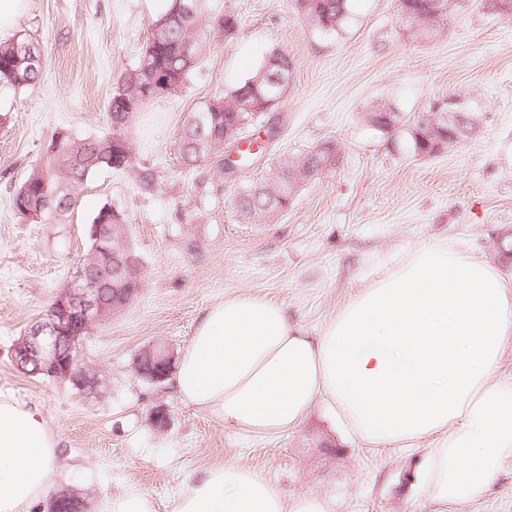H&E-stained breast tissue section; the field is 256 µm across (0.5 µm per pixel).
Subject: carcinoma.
I'll list each match as a JSON object with an SVG mask.
<instances>
[{"mask_svg": "<svg viewBox=\"0 0 512 512\" xmlns=\"http://www.w3.org/2000/svg\"><path fill=\"white\" fill-rule=\"evenodd\" d=\"M212 0H185L183 13L174 14L175 0H169L162 16L169 23L160 28L150 24L137 66L115 88L108 105L110 132L103 136L77 138L70 134L62 142L50 140L43 156L31 168L11 198V208L22 223L30 222L28 212L43 209V222H62L67 217L60 201L77 203V190L99 169L111 167L112 137H128L132 122L154 102L142 87L155 76L169 79L173 91L185 86L190 73L207 50L214 34L233 33L238 15L213 13ZM294 9L307 23L319 29L338 31L349 16L350 0H292ZM450 0H398L404 22L417 33L427 35L448 16ZM292 61L288 55L273 51L256 72L227 93L217 104L205 103L185 119L179 151L187 165L208 163L224 155L230 141L224 131L236 125L249 126L257 104L269 111L279 101L290 80ZM42 57L30 40L22 37L0 42V85L14 91L33 88L40 83ZM436 108L419 116L412 127L414 151L432 155V146L441 139L445 144L458 143L474 129L476 118L470 113L454 111L447 118L436 117ZM371 127L392 133L404 118L387 104L372 106L363 114ZM336 145L324 143L306 156L281 163L278 177L271 183L244 188L234 206L247 219L266 223L286 212L294 190L309 177L318 175L336 161Z\"/></svg>", "mask_w": 512, "mask_h": 512, "instance_id": "carcinoma-1", "label": "carcinoma"}]
</instances>
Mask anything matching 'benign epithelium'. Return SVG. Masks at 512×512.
Masks as SVG:
<instances>
[{
	"label": "benign epithelium",
	"mask_w": 512,
	"mask_h": 512,
	"mask_svg": "<svg viewBox=\"0 0 512 512\" xmlns=\"http://www.w3.org/2000/svg\"><path fill=\"white\" fill-rule=\"evenodd\" d=\"M88 237L94 243L93 252L112 260V225L96 222L87 225ZM99 265L79 267L68 284L59 290L39 321L16 342L13 359L26 370L33 365V375L67 383L82 396L99 391L103 380L81 357V347L92 325L101 321L105 309L96 292ZM173 355L163 347L144 351V358L133 363L134 370L153 383L165 381L172 372ZM53 512H85V503L74 490L65 489L50 498Z\"/></svg>",
	"instance_id": "7a95c632"
}]
</instances>
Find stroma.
Wrapping results in <instances>:
<instances>
[{
    "label": "stroma",
    "instance_id": "1",
    "mask_svg": "<svg viewBox=\"0 0 512 512\" xmlns=\"http://www.w3.org/2000/svg\"><path fill=\"white\" fill-rule=\"evenodd\" d=\"M235 12L234 35L207 50L178 92L155 101L131 134V166L102 169L78 192L66 223H20L10 199L52 135L106 133L107 105L119 79L138 63L153 0H30L16 36L38 45L43 78L19 93L0 90V391L41 409L57 439L50 492L73 489L87 512H106L129 489L154 512H171L182 479L225 463L263 471L287 494L316 491L348 512H411L404 471L415 453L365 447L335 429L316 407L297 431L255 438L182 403L171 382L151 384L133 355L161 343L173 355L188 344L201 313L232 293L282 302L316 332L380 272L419 243L440 241L498 267L512 289V17L485 0H455L428 39L410 35L396 0H351L342 29L299 18L291 0H212ZM291 58L277 105L227 148L268 147L228 176L217 162L185 166L177 135L188 112L237 87L269 56ZM393 104L413 120L452 104L476 116L461 143L432 157L414 153L408 131L387 136L367 125L372 104ZM280 131L267 139L271 119ZM335 164L297 189L288 211L254 224L232 206L238 191L273 181L282 159L326 142ZM152 172L153 190L139 177ZM122 211L128 241L147 272L140 299L84 343L103 378L98 395L25 374L14 343L38 321L68 281L89 243L85 227L102 206ZM163 408L167 430L150 412Z\"/></svg>",
    "mask_w": 512,
    "mask_h": 512
}]
</instances>
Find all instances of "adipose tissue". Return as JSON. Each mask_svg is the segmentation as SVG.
<instances>
[{
    "mask_svg": "<svg viewBox=\"0 0 512 512\" xmlns=\"http://www.w3.org/2000/svg\"><path fill=\"white\" fill-rule=\"evenodd\" d=\"M512 290L496 266L427 241L351 298L321 331L282 303L239 293L209 306L182 351L180 400L225 431L278 436L316 405L372 448H421L408 501L448 512L485 497L512 463ZM57 441L41 411L0 393V512H27L48 488ZM171 512H343L286 495L227 464L187 476Z\"/></svg>",
    "mask_w": 512,
    "mask_h": 512,
    "instance_id": "ef3b65f1",
    "label": "adipose tissue"
}]
</instances>
